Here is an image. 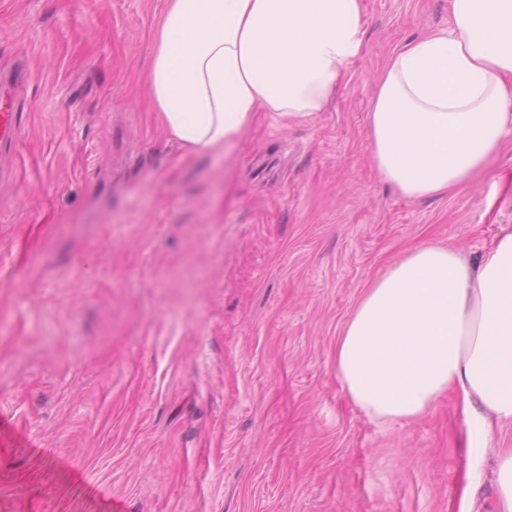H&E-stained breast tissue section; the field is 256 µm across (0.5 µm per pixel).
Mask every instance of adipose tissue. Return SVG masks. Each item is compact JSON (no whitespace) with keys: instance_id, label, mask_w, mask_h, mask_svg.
<instances>
[{"instance_id":"adipose-tissue-1","label":"adipose tissue","mask_w":512,"mask_h":512,"mask_svg":"<svg viewBox=\"0 0 512 512\" xmlns=\"http://www.w3.org/2000/svg\"><path fill=\"white\" fill-rule=\"evenodd\" d=\"M446 29L405 42L368 113L381 176L409 198L465 185L512 137V0H448ZM363 0H168L149 70L161 117L194 152L233 148L257 111H323L365 43ZM336 375L385 426L454 393L491 437L512 424V230L467 262L413 248L366 288Z\"/></svg>"}]
</instances>
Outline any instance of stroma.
I'll return each instance as SVG.
<instances>
[{
    "label": "stroma",
    "mask_w": 512,
    "mask_h": 512,
    "mask_svg": "<svg viewBox=\"0 0 512 512\" xmlns=\"http://www.w3.org/2000/svg\"><path fill=\"white\" fill-rule=\"evenodd\" d=\"M166 4L0 0V74H30L0 148V512H492L511 424L478 446L451 394L382 427L334 365L390 264L512 229V149L435 198L374 165L376 77L448 0H365L328 107L257 112L230 155L158 117Z\"/></svg>",
    "instance_id": "35a3bbf8"
}]
</instances>
